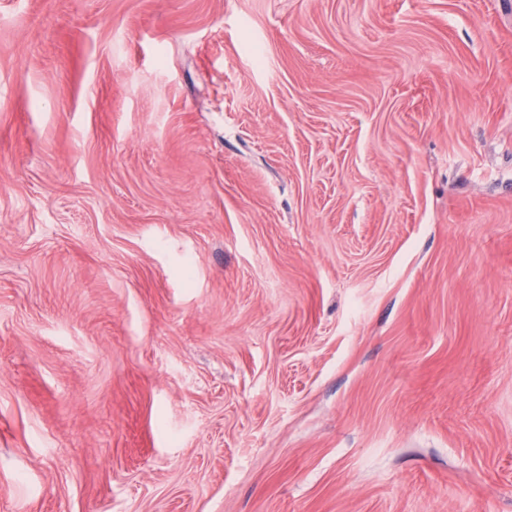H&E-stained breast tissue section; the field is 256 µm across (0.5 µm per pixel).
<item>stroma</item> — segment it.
Masks as SVG:
<instances>
[{"instance_id":"stroma-1","label":"stroma","mask_w":512,"mask_h":512,"mask_svg":"<svg viewBox=\"0 0 512 512\" xmlns=\"http://www.w3.org/2000/svg\"><path fill=\"white\" fill-rule=\"evenodd\" d=\"M0 512H512V0H0Z\"/></svg>"}]
</instances>
